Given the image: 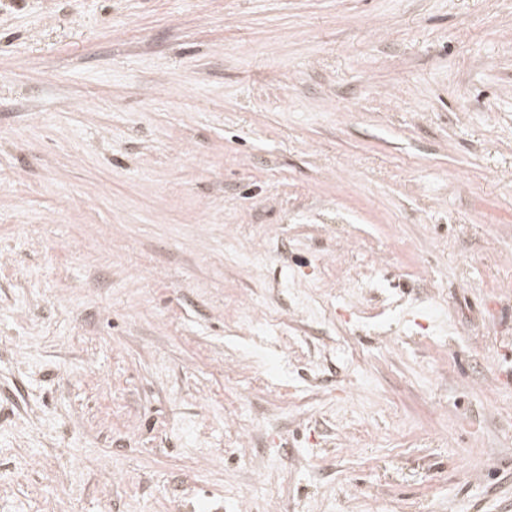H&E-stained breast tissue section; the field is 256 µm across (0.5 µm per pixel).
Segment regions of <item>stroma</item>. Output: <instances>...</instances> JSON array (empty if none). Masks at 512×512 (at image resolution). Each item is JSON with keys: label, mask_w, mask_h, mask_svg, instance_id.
I'll return each instance as SVG.
<instances>
[{"label": "stroma", "mask_w": 512, "mask_h": 512, "mask_svg": "<svg viewBox=\"0 0 512 512\" xmlns=\"http://www.w3.org/2000/svg\"><path fill=\"white\" fill-rule=\"evenodd\" d=\"M0 512H512V0H0Z\"/></svg>", "instance_id": "1"}]
</instances>
